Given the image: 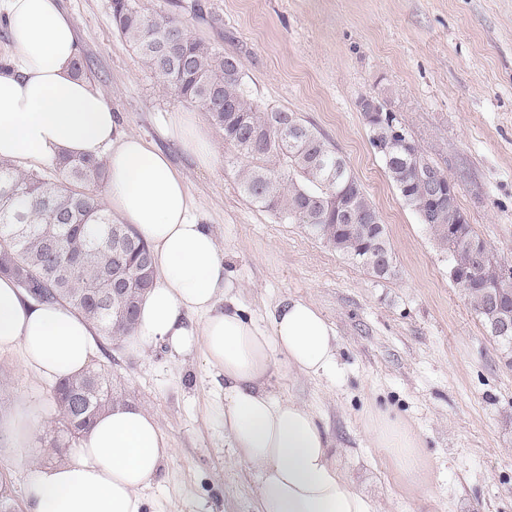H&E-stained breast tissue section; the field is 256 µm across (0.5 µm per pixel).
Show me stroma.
Returning <instances> with one entry per match:
<instances>
[{
    "label": "stroma",
    "mask_w": 512,
    "mask_h": 512,
    "mask_svg": "<svg viewBox=\"0 0 512 512\" xmlns=\"http://www.w3.org/2000/svg\"><path fill=\"white\" fill-rule=\"evenodd\" d=\"M237 57L253 101L297 113L345 158L379 213L395 273L379 278L242 193L224 133L178 98L112 26L111 0H60L75 22L90 81L122 127L162 150L185 177L199 223L212 225L245 314L265 321L280 301H311L340 350L331 376L280 368L275 395L309 406L341 468L380 512H512V348L490 335L448 277L445 254L388 179L359 102L396 112L427 159L453 181L474 233L512 265V0H141ZM195 112L217 153L199 167L166 135L169 113ZM91 365L129 405L153 415L172 449L142 491L145 512H258V474L224 438V378L201 355L139 356L99 338ZM53 383L18 351H0V404H29L41 438L58 434ZM393 408L416 430L430 489L399 482L367 432L369 408ZM34 448L12 457L0 437V483L26 512Z\"/></svg>",
    "instance_id": "35a3bbf8"
}]
</instances>
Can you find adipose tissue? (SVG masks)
Wrapping results in <instances>:
<instances>
[{
  "instance_id": "1",
  "label": "adipose tissue",
  "mask_w": 512,
  "mask_h": 512,
  "mask_svg": "<svg viewBox=\"0 0 512 512\" xmlns=\"http://www.w3.org/2000/svg\"><path fill=\"white\" fill-rule=\"evenodd\" d=\"M0 8L12 44L0 70V159L52 164L66 154L102 157L109 209L153 249L155 283L140 306L131 350L199 353L223 373L224 435L259 475L260 512H378L332 459L315 413L267 388L281 366L299 375L332 372L335 329L303 299L277 304L264 326L229 301L224 253L213 228L197 222L184 176L162 150L123 131L104 92L75 75L76 28L58 0H0ZM167 132L199 166H215V148L196 113H171ZM16 348L38 377L60 381L89 367L95 331L69 306L28 300L4 276L0 351ZM368 430L400 479L428 487L420 439L408 423L374 409ZM169 454L154 416L115 405L70 448L67 461L32 470L27 512H143L141 491Z\"/></svg>"
}]
</instances>
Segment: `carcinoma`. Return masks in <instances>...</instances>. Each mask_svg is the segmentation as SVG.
<instances>
[{
    "label": "carcinoma",
    "mask_w": 512,
    "mask_h": 512,
    "mask_svg": "<svg viewBox=\"0 0 512 512\" xmlns=\"http://www.w3.org/2000/svg\"><path fill=\"white\" fill-rule=\"evenodd\" d=\"M112 24L121 38L177 97L201 105L224 130L239 165L245 196L260 208L304 225L352 263L384 278L394 273L386 227L346 160L295 112L260 109L250 98L241 64L191 38L185 24L140 0H112ZM363 116L369 142L406 206L418 214L448 256L451 281L471 300L491 336L512 346V283L497 290L503 264L483 240L481 265L471 242L448 238V225H468L456 202L429 199L426 178L437 171L393 112ZM66 182L19 171L0 160V274L25 282L39 303H65L81 311L111 340L131 334L138 305L153 284L148 244L112 216L97 195L71 188L106 183L102 159L68 157L55 165ZM60 431L78 439L95 418L121 401L112 379L88 370L55 387Z\"/></svg>",
    "instance_id": "1"
}]
</instances>
